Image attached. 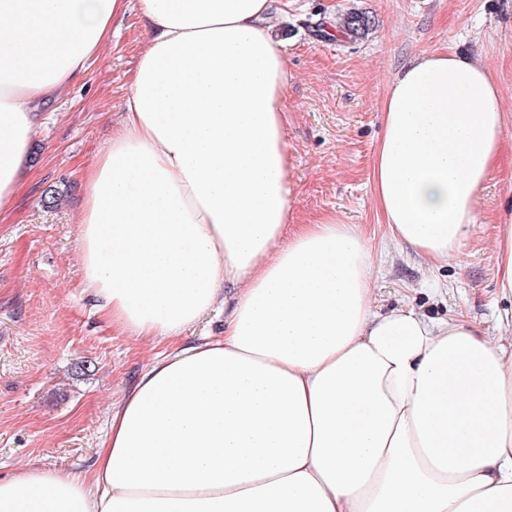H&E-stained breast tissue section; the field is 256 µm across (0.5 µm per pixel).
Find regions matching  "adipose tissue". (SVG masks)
<instances>
[{"label": "adipose tissue", "instance_id": "ef3b65f1", "mask_svg": "<svg viewBox=\"0 0 512 512\" xmlns=\"http://www.w3.org/2000/svg\"><path fill=\"white\" fill-rule=\"evenodd\" d=\"M136 8L148 32L84 174V280L113 329L171 342L112 406L91 477L0 478V512H512V348L403 305L336 215L289 224L286 58L273 0H0V214L39 109ZM391 240L460 253L512 113L496 77L420 55L382 102ZM512 295V209L496 220ZM224 333L183 346L214 311Z\"/></svg>", "mask_w": 512, "mask_h": 512}]
</instances>
